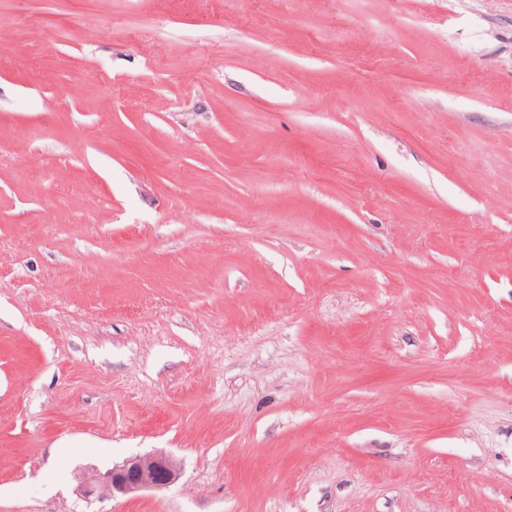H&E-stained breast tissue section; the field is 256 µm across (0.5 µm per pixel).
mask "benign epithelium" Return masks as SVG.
<instances>
[{
    "instance_id": "benign-epithelium-1",
    "label": "benign epithelium",
    "mask_w": 512,
    "mask_h": 512,
    "mask_svg": "<svg viewBox=\"0 0 512 512\" xmlns=\"http://www.w3.org/2000/svg\"><path fill=\"white\" fill-rule=\"evenodd\" d=\"M178 475L179 468L169 455H137L104 471L94 470L82 474L78 493L91 503L118 495L163 488L175 482Z\"/></svg>"
}]
</instances>
